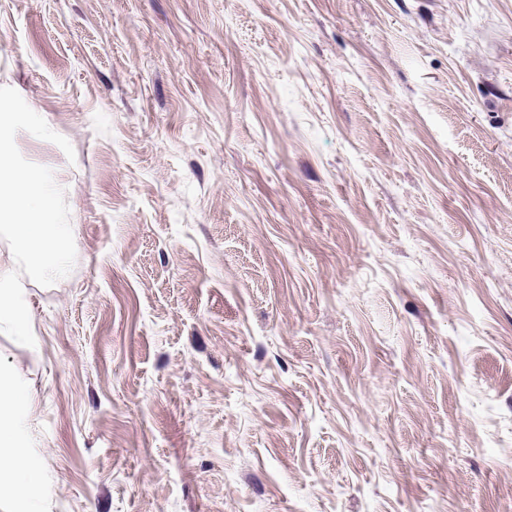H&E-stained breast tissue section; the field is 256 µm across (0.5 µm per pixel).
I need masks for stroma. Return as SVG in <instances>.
I'll return each instance as SVG.
<instances>
[{"instance_id": "stroma-1", "label": "stroma", "mask_w": 512, "mask_h": 512, "mask_svg": "<svg viewBox=\"0 0 512 512\" xmlns=\"http://www.w3.org/2000/svg\"><path fill=\"white\" fill-rule=\"evenodd\" d=\"M0 86L30 512H512V0H0Z\"/></svg>"}]
</instances>
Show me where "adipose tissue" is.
Segmentation results:
<instances>
[{
	"label": "adipose tissue",
	"instance_id": "obj_1",
	"mask_svg": "<svg viewBox=\"0 0 512 512\" xmlns=\"http://www.w3.org/2000/svg\"><path fill=\"white\" fill-rule=\"evenodd\" d=\"M28 408L27 397L0 380V486L9 485L22 502L39 490L35 463L18 428Z\"/></svg>",
	"mask_w": 512,
	"mask_h": 512
}]
</instances>
